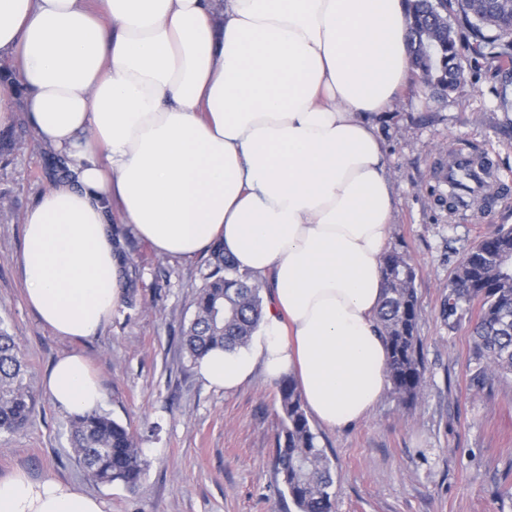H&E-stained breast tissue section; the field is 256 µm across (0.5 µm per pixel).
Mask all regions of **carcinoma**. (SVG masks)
<instances>
[{"instance_id": "carcinoma-1", "label": "carcinoma", "mask_w": 512, "mask_h": 512, "mask_svg": "<svg viewBox=\"0 0 512 512\" xmlns=\"http://www.w3.org/2000/svg\"><path fill=\"white\" fill-rule=\"evenodd\" d=\"M412 66L440 91L464 76L465 49L492 59L512 60V0H407ZM213 271L198 289L195 312L183 336V349L196 362L210 350L234 351L248 345L262 317L261 288L210 246ZM512 226H500L474 245L448 283V317L478 304L473 352L480 368L473 381L487 382V371L512 376ZM385 288L378 325L387 347V378L403 402L420 392L423 367L418 350L416 273L405 256L384 258ZM282 412L276 466L284 492L297 512H335L331 467L316 443L299 392L291 379L278 381ZM35 406L27 365L8 328L0 323V433L22 428ZM70 442L75 459L95 483L136 489L147 463L135 433L108 414L73 417Z\"/></svg>"}]
</instances>
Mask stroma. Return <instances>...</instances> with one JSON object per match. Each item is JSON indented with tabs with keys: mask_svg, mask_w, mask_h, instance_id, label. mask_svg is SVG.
Segmentation results:
<instances>
[{
	"mask_svg": "<svg viewBox=\"0 0 512 512\" xmlns=\"http://www.w3.org/2000/svg\"><path fill=\"white\" fill-rule=\"evenodd\" d=\"M464 77L444 94L411 73L381 122L395 208L390 249L416 272L423 382L411 403L384 393L362 421L310 427L331 461L336 512H512V380L472 385L470 329L478 309L447 316L448 281L495 225H512V200L449 215L438 172L450 149L489 154L512 191V63L462 58ZM27 112L0 127V321L33 374L29 423L0 434V480L23 473L85 486L105 512H296L275 471L281 409L276 381L256 372L232 392L210 387L183 349L209 251L159 256L132 225L109 224L125 257L124 299L93 335L75 340L44 326L24 296L23 215L62 177ZM85 356L103 391L102 412L130 426L148 463L136 490L87 481L69 442V411L42 379L55 360Z\"/></svg>",
	"mask_w": 512,
	"mask_h": 512,
	"instance_id": "35a3bbf8",
	"label": "stroma"
}]
</instances>
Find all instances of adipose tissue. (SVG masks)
<instances>
[{
	"label": "adipose tissue",
	"mask_w": 512,
	"mask_h": 512,
	"mask_svg": "<svg viewBox=\"0 0 512 512\" xmlns=\"http://www.w3.org/2000/svg\"><path fill=\"white\" fill-rule=\"evenodd\" d=\"M0 127L24 92L37 138L75 181L23 217L26 300L86 337L121 301L113 217L164 257L213 242L270 292L258 330L197 363L231 391L292 377L314 418L364 419L387 383L377 327L394 196L379 119L411 71L405 0H0ZM63 408H98L84 357L44 379ZM0 512H103L83 488L19 473Z\"/></svg>",
	"instance_id": "obj_1"
}]
</instances>
